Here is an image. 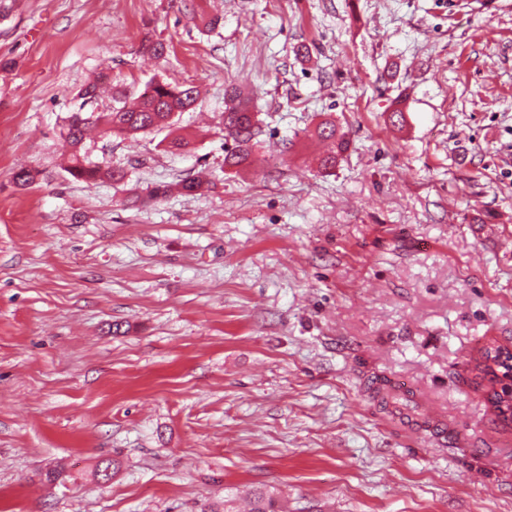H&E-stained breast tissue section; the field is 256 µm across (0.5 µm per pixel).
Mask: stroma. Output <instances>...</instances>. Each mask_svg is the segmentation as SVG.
Listing matches in <instances>:
<instances>
[{
    "label": "stroma",
    "mask_w": 512,
    "mask_h": 512,
    "mask_svg": "<svg viewBox=\"0 0 512 512\" xmlns=\"http://www.w3.org/2000/svg\"><path fill=\"white\" fill-rule=\"evenodd\" d=\"M101 74L94 112L198 86L187 149L99 139L126 178L70 179L61 133ZM235 89L260 129L242 169ZM325 119L350 141L328 171ZM193 171L199 192L139 203ZM490 344L512 348V0L0 16V512H200L263 487L283 512H512V425L474 370ZM224 130L235 142V148L224 157L229 166H239L248 160L254 139L259 134L255 113L247 98L241 97L236 91L228 94V102L224 110Z\"/></svg>",
    "instance_id": "stroma-1"
}]
</instances>
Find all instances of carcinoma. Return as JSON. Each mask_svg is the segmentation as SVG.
<instances>
[{
  "label": "carcinoma",
  "instance_id": "1",
  "mask_svg": "<svg viewBox=\"0 0 512 512\" xmlns=\"http://www.w3.org/2000/svg\"><path fill=\"white\" fill-rule=\"evenodd\" d=\"M197 100L198 90L194 85L172 87L156 82L139 95L121 101L120 106L109 112L84 113L79 110L71 113L64 135L70 148L67 174L74 180L87 184L123 181L126 177L124 170L102 166L89 160L84 148L88 131L99 127L107 137H128L155 128H170L174 125V115L193 109ZM224 130L235 142V148L225 155L224 163L239 166L248 160L259 128L249 101L235 90L228 94L224 110ZM315 134L330 142L331 149L322 159L323 168L330 170L336 166L338 156L347 150L348 141L337 134L336 124L328 119L316 126ZM251 512H278L277 501L271 494L260 492L255 497Z\"/></svg>",
  "mask_w": 512,
  "mask_h": 512
}]
</instances>
